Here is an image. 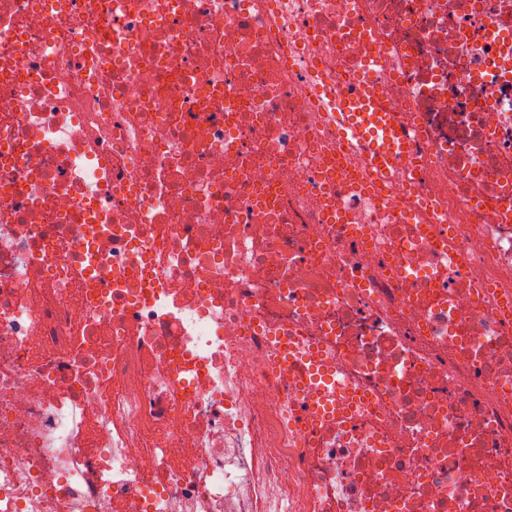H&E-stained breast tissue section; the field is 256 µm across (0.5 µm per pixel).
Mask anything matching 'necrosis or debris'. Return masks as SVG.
<instances>
[{"mask_svg":"<svg viewBox=\"0 0 512 512\" xmlns=\"http://www.w3.org/2000/svg\"><path fill=\"white\" fill-rule=\"evenodd\" d=\"M0 512H512V0H0ZM340 119L344 136L353 148L364 147L369 173L366 189L380 194L391 177V158L406 153V142L398 131L392 114L380 105V91L371 82H364L359 89L325 104Z\"/></svg>","mask_w":512,"mask_h":512,"instance_id":"necrosis-or-debris-1","label":"necrosis or debris"}]
</instances>
